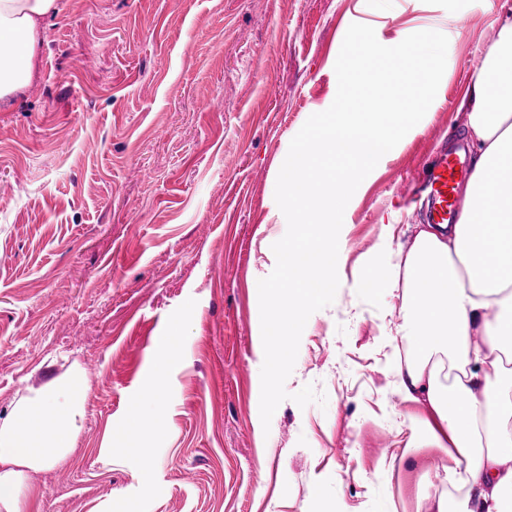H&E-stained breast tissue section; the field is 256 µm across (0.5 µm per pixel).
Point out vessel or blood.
I'll return each mask as SVG.
<instances>
[{
    "mask_svg": "<svg viewBox=\"0 0 512 512\" xmlns=\"http://www.w3.org/2000/svg\"><path fill=\"white\" fill-rule=\"evenodd\" d=\"M469 176V168L460 148L438 156L428 179L427 216L432 224L456 223L459 214L456 194Z\"/></svg>",
    "mask_w": 512,
    "mask_h": 512,
    "instance_id": "obj_1",
    "label": "vessel or blood"
}]
</instances>
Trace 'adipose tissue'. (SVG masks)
Wrapping results in <instances>:
<instances>
[{
  "mask_svg": "<svg viewBox=\"0 0 512 512\" xmlns=\"http://www.w3.org/2000/svg\"><path fill=\"white\" fill-rule=\"evenodd\" d=\"M57 0H0V104L33 76ZM458 110L473 159L457 223L419 224L402 259L413 347L392 368L407 447L446 451L456 501L418 492L417 512H512V4ZM80 376L29 390L0 421V512H25L32 474L65 465L79 432Z\"/></svg>",
  "mask_w": 512,
  "mask_h": 512,
  "instance_id": "1",
  "label": "adipose tissue"
}]
</instances>
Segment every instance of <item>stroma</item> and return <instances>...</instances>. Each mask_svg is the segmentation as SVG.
<instances>
[{"label":"stroma","instance_id":"stroma-1","mask_svg":"<svg viewBox=\"0 0 512 512\" xmlns=\"http://www.w3.org/2000/svg\"><path fill=\"white\" fill-rule=\"evenodd\" d=\"M504 0H58L30 83L0 108V421L28 389L80 373L75 452L33 476L26 512H416L390 366L411 340L401 288L361 286L423 221L419 183L459 138L473 62ZM429 28L446 69L417 128L359 185L334 302L303 330L289 394L260 417L257 284L285 217L290 143L337 93L351 24ZM173 339L151 465L99 461ZM325 404L299 407L306 384Z\"/></svg>","mask_w":512,"mask_h":512}]
</instances>
